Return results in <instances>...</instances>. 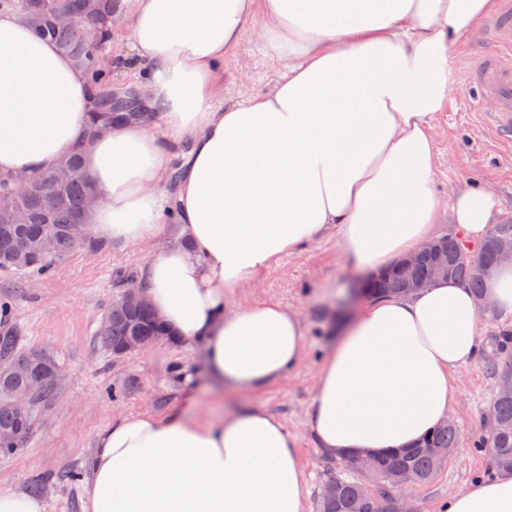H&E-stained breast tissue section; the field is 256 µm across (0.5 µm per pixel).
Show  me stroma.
I'll list each match as a JSON object with an SVG mask.
<instances>
[{
	"instance_id": "1",
	"label": "stroma",
	"mask_w": 512,
	"mask_h": 512,
	"mask_svg": "<svg viewBox=\"0 0 512 512\" xmlns=\"http://www.w3.org/2000/svg\"><path fill=\"white\" fill-rule=\"evenodd\" d=\"M493 46L490 30L483 25L475 36L463 39L448 60V109L435 121V187L443 196L449 185L461 182L491 187L502 201L497 221L503 224L512 221V143L499 141L484 125L479 110L486 101L469 75ZM281 77L262 54L253 30L245 29L218 69L215 102L228 106L271 92ZM157 244L101 240L95 248L77 247L55 260L49 275L0 269V336L10 334L24 346L44 350L63 371L56 398L36 418L23 447L0 454V491H26L39 478L46 512H84L83 478L89 473L96 436L112 419L140 413L216 416L258 405L296 435L307 478L305 512H316L323 484L341 460L317 448L308 413L320 361L361 309V274L329 235L235 289L236 303L275 301L297 311L306 327V350L293 373L263 390L222 392L212 386L199 350L163 340L118 358L97 336L102 315L120 298L127 280L139 279ZM506 328L512 329V317L490 309L481 312V354L458 372V399L449 417L460 433V444L428 482L414 487L412 497L421 512H440L449 496L495 474L488 453L473 443L485 433L497 393L491 365ZM187 373L193 376L189 385L182 381ZM71 471L80 472L81 480H67Z\"/></svg>"
}]
</instances>
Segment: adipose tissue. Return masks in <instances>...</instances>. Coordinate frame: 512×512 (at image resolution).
Listing matches in <instances>:
<instances>
[{
    "label": "adipose tissue",
    "mask_w": 512,
    "mask_h": 512,
    "mask_svg": "<svg viewBox=\"0 0 512 512\" xmlns=\"http://www.w3.org/2000/svg\"><path fill=\"white\" fill-rule=\"evenodd\" d=\"M129 53L112 61L150 122L95 138L81 69L14 13L0 12V176L51 167L83 148L101 200L97 236L177 240L146 265L145 296L214 380L255 391L305 353L298 312L232 293L335 230L377 275L431 241L442 217L484 241L500 210L481 184L436 189V113L448 58L498 0H128ZM283 70L271 93L215 105L216 72L247 25ZM189 144H182V136ZM180 179L162 192L171 162ZM479 301L453 280L368 297L324 357L308 420L332 456L414 447L457 400L455 372L480 351ZM86 512H305L294 434L254 406L214 423L184 413L124 415L100 432ZM443 512H512V471L449 497Z\"/></svg>",
    "instance_id": "obj_1"
}]
</instances>
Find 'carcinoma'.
<instances>
[{"instance_id": "cac0c4a2", "label": "carcinoma", "mask_w": 512, "mask_h": 512, "mask_svg": "<svg viewBox=\"0 0 512 512\" xmlns=\"http://www.w3.org/2000/svg\"><path fill=\"white\" fill-rule=\"evenodd\" d=\"M46 10V0H0V11L28 12L30 27L53 41L60 52L84 68L97 93L112 91V79L98 67L93 44L110 39L112 26L121 18L122 0H96L94 16L83 15L67 26H49ZM71 160L73 171L69 173L56 164L29 176L30 187L23 195L12 193L0 185V213L18 211L24 215L21 224L0 223V262L15 250L21 240L33 239L49 230H65L83 216L89 180L82 153L72 154ZM54 189L58 192V204L47 212L43 207V195ZM507 236L512 237V224H496L491 235L475 251L461 240L448 239V278L464 284L477 297H483L486 277L483 267L492 260L493 241ZM432 279L433 265L428 259L408 267L395 265L386 271L384 278L366 284L364 294L404 292L411 281ZM102 320L106 327L99 328L98 336L109 350L130 336L150 338L165 335L163 326L156 322L153 309L147 302L130 304L119 300L112 304ZM2 349L9 352L14 370L0 372V431L19 426L17 414L8 402V394L25 385L30 373L38 369L30 360L31 349L21 347L16 337L0 336ZM493 372L499 378L512 375V331L502 333L499 360L494 364ZM57 393L58 387L52 383L39 391L34 397V412L44 409ZM486 431V437L479 440L476 447L488 450L494 468L512 470V397L495 398ZM457 445L458 432L450 423L434 430L410 450L376 458L373 472L375 488L372 490L360 479L355 456L348 455L344 457L343 471L330 477L323 488L317 504L318 512H392L391 499L387 497L389 479L399 473L411 472L425 483L443 463L432 449L446 448L451 452Z\"/></svg>"}]
</instances>
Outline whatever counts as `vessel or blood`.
Here are the masks:
<instances>
[{"label":"vessel or blood","instance_id":"b4317fda","mask_svg":"<svg viewBox=\"0 0 512 512\" xmlns=\"http://www.w3.org/2000/svg\"><path fill=\"white\" fill-rule=\"evenodd\" d=\"M497 47L476 67V81L495 107L486 115L492 131L512 142V0H502L499 14L490 20Z\"/></svg>","mask_w":512,"mask_h":512}]
</instances>
